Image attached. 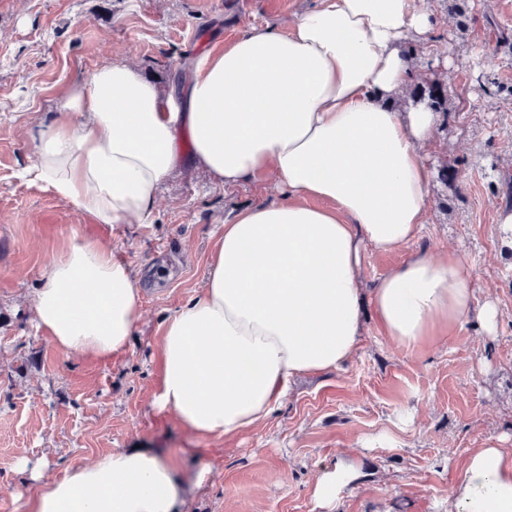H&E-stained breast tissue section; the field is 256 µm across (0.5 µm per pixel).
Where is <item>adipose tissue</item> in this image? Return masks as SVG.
Here are the masks:
<instances>
[{
	"label": "adipose tissue",
	"mask_w": 512,
	"mask_h": 512,
	"mask_svg": "<svg viewBox=\"0 0 512 512\" xmlns=\"http://www.w3.org/2000/svg\"><path fill=\"white\" fill-rule=\"evenodd\" d=\"M439 18L415 0H314L287 30L246 28L207 54L179 98L126 62L100 66L66 91L39 128L19 176L52 189L98 224H139L179 167L192 163L231 190L261 184L275 200L225 216L201 293L160 323L153 406L202 439L263 425L296 377L333 371L358 352L375 315L412 350L471 314L494 330L493 301L474 305L466 258L419 250L375 281L368 250L393 251L428 222L439 113L406 101L420 69L414 42L435 54ZM37 327L65 352L107 361L125 352L142 316L130 263L74 236L31 300ZM161 451L113 450L63 477L33 473V512H187L188 484ZM448 512H512V453L497 436L467 457Z\"/></svg>",
	"instance_id": "obj_1"
}]
</instances>
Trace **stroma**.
Instances as JSON below:
<instances>
[{"label":"stroma","mask_w":512,"mask_h":512,"mask_svg":"<svg viewBox=\"0 0 512 512\" xmlns=\"http://www.w3.org/2000/svg\"><path fill=\"white\" fill-rule=\"evenodd\" d=\"M441 23L434 43L448 90V122L433 150L435 181L421 236L370 251L376 280L416 250L463 251L476 305L494 301L495 332L470 318L438 346L408 352L376 320L342 368L297 380L269 421L221 439L194 436L157 412L160 321L203 284L224 214L260 201L186 168L160 190L140 224L95 223L52 190L18 179L37 143L25 128L49 123L58 97L107 62H128L161 91L181 89L195 44L223 49L252 25L285 26L312 0H0V512H30L44 477L117 448H158L182 475L211 463L192 512H315L324 466L352 460L356 482L334 512H448V494L474 448L500 436L512 448V252L502 209H512V0H423ZM99 238L139 271L143 318L125 353L106 362L66 353L35 327L31 295L73 233Z\"/></svg>","instance_id":"stroma-1"}]
</instances>
